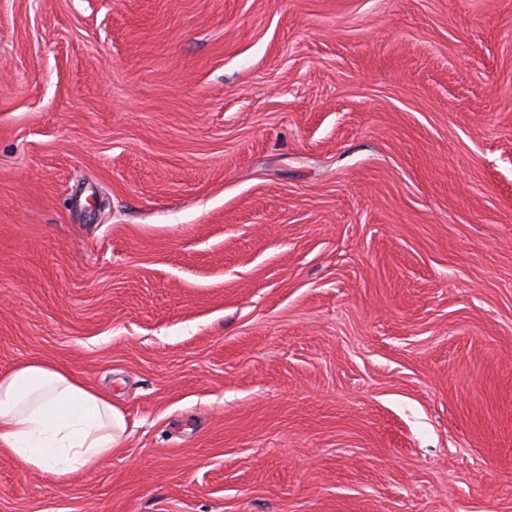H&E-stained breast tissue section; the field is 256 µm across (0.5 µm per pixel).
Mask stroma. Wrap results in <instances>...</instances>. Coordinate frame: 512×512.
<instances>
[{
  "instance_id": "stroma-1",
  "label": "stroma",
  "mask_w": 512,
  "mask_h": 512,
  "mask_svg": "<svg viewBox=\"0 0 512 512\" xmlns=\"http://www.w3.org/2000/svg\"><path fill=\"white\" fill-rule=\"evenodd\" d=\"M129 436L0 512H512V0H0V375Z\"/></svg>"
}]
</instances>
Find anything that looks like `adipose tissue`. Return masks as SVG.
I'll list each match as a JSON object with an SVG mask.
<instances>
[{
	"instance_id": "1",
	"label": "adipose tissue",
	"mask_w": 512,
	"mask_h": 512,
	"mask_svg": "<svg viewBox=\"0 0 512 512\" xmlns=\"http://www.w3.org/2000/svg\"><path fill=\"white\" fill-rule=\"evenodd\" d=\"M127 432L112 397L43 358L0 376V448L25 471L63 481L111 456Z\"/></svg>"
}]
</instances>
